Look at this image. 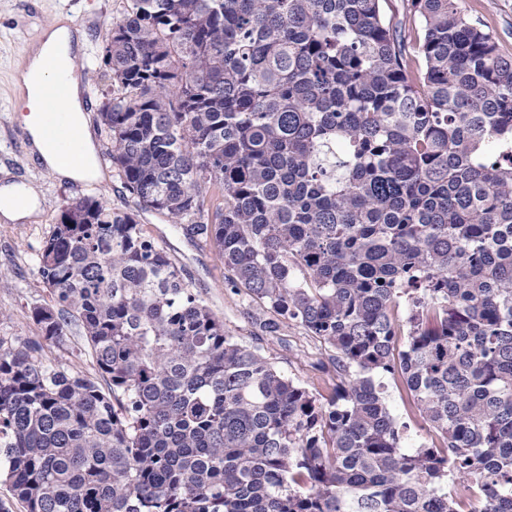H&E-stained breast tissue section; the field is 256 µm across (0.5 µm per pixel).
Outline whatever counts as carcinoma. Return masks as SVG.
<instances>
[{
	"label": "carcinoma",
	"instance_id": "cac0c4a2",
	"mask_svg": "<svg viewBox=\"0 0 512 512\" xmlns=\"http://www.w3.org/2000/svg\"><path fill=\"white\" fill-rule=\"evenodd\" d=\"M385 2L126 0L104 156L262 328L319 339L332 389L87 195L39 250V338L0 339V512H468L450 484L512 512V58L454 0H410L407 38ZM72 326L97 380L40 355ZM378 376L438 443L403 446Z\"/></svg>",
	"mask_w": 512,
	"mask_h": 512
}]
</instances>
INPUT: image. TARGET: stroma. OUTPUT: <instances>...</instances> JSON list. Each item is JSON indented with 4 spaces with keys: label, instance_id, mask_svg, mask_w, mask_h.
<instances>
[{
    "label": "stroma",
    "instance_id": "obj_1",
    "mask_svg": "<svg viewBox=\"0 0 512 512\" xmlns=\"http://www.w3.org/2000/svg\"><path fill=\"white\" fill-rule=\"evenodd\" d=\"M457 6L479 19L495 37L501 54L512 57V0H457ZM124 10V0H0V171H7L10 181L15 183L36 184L40 197V212L34 220L0 222V337L17 342L37 336L32 309L50 300L39 274L38 251L68 204L97 194L112 211L137 215L139 223L181 270L189 287L223 320L228 334L257 347L279 371L313 393L328 394L326 377L317 368L327 354L317 339L290 320L283 321L280 330L273 334L255 327L251 318L261 314V306L247 296L227 290L224 260L214 248L189 238L180 225L140 209L114 169H106L101 179L77 187L58 181L29 157L27 137L21 130L20 114L16 110L17 90L13 82L27 47L57 15L71 16L87 34L78 64L94 69L97 88L92 92L94 108L89 115L97 117L104 103L101 91L107 88L109 79L103 69L97 68L96 56L108 31L121 22ZM83 346L81 336L73 332L64 346H44L41 355L44 360L91 375L95 365ZM386 394L393 414L408 427L410 443L435 441V433L414 410L409 394L400 383L387 381Z\"/></svg>",
    "mask_w": 512,
    "mask_h": 512
}]
</instances>
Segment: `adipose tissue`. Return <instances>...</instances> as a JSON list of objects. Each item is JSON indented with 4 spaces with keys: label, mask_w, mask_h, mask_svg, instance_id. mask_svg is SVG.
Returning <instances> with one entry per match:
<instances>
[{
    "label": "adipose tissue",
    "mask_w": 512,
    "mask_h": 512,
    "mask_svg": "<svg viewBox=\"0 0 512 512\" xmlns=\"http://www.w3.org/2000/svg\"><path fill=\"white\" fill-rule=\"evenodd\" d=\"M84 40V32L69 15H58L50 26L43 29L39 39L27 48L25 63L14 76L21 91L22 126L29 138L30 151L62 181H84L98 174L95 137L84 115L83 75L75 63ZM56 79L67 85L63 112L82 130L79 154L71 164L62 163L57 148L45 140L37 112L43 89ZM38 210L37 187L12 182L0 185V219L26 221L36 217Z\"/></svg>",
    "instance_id": "adipose-tissue-1"
}]
</instances>
